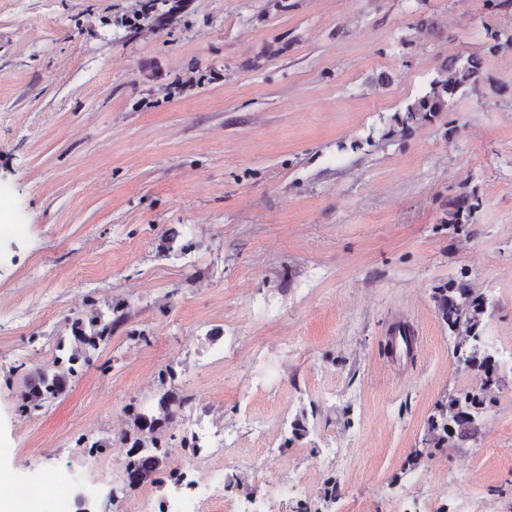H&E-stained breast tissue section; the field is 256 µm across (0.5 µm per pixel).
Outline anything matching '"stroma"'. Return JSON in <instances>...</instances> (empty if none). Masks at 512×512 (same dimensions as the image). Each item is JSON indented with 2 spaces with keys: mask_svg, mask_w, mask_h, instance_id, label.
Listing matches in <instances>:
<instances>
[{
  "mask_svg": "<svg viewBox=\"0 0 512 512\" xmlns=\"http://www.w3.org/2000/svg\"><path fill=\"white\" fill-rule=\"evenodd\" d=\"M140 4L0 0V470L41 484L30 512L62 484L96 512H165L192 457L253 512H512V48L487 51L512 9ZM475 55L478 90L397 125ZM461 195L480 206L453 224ZM451 282L489 304L499 384L472 439L433 449L437 404L479 385L440 313ZM118 303L62 394L21 411L77 320ZM400 321L408 360L385 350ZM165 372L192 402L129 489L113 439Z\"/></svg>",
  "mask_w": 512,
  "mask_h": 512,
  "instance_id": "1",
  "label": "stroma"
}]
</instances>
